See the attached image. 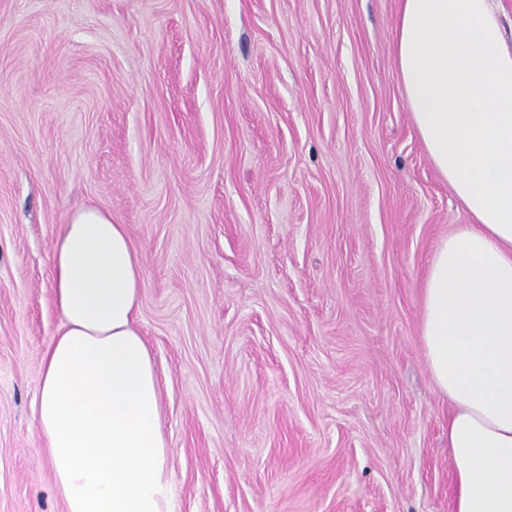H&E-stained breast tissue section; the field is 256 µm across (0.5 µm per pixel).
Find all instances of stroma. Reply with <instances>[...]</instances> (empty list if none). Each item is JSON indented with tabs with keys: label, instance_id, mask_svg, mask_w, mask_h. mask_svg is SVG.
Wrapping results in <instances>:
<instances>
[{
	"label": "stroma",
	"instance_id": "1",
	"mask_svg": "<svg viewBox=\"0 0 512 512\" xmlns=\"http://www.w3.org/2000/svg\"><path fill=\"white\" fill-rule=\"evenodd\" d=\"M398 0H0V512H65L37 434L82 205L139 251L175 512H453L420 338L470 218L391 46Z\"/></svg>",
	"mask_w": 512,
	"mask_h": 512
}]
</instances>
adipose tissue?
I'll return each mask as SVG.
<instances>
[{"label": "adipose tissue", "instance_id": "obj_1", "mask_svg": "<svg viewBox=\"0 0 512 512\" xmlns=\"http://www.w3.org/2000/svg\"><path fill=\"white\" fill-rule=\"evenodd\" d=\"M393 52L417 130L470 221L437 248L421 341L447 396L453 512H512V45L496 0H399ZM62 317L37 378L65 512H174L160 390L135 326L125 225L74 211L51 247Z\"/></svg>", "mask_w": 512, "mask_h": 512}]
</instances>
